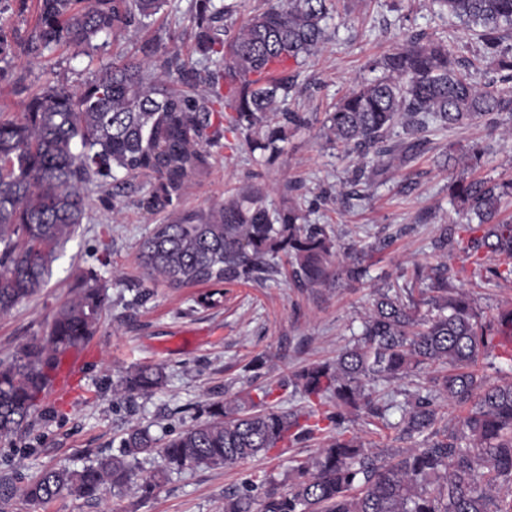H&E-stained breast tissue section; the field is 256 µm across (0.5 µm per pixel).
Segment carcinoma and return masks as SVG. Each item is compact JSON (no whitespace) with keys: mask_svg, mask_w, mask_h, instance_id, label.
<instances>
[{"mask_svg":"<svg viewBox=\"0 0 512 512\" xmlns=\"http://www.w3.org/2000/svg\"><path fill=\"white\" fill-rule=\"evenodd\" d=\"M170 0H38L35 31L9 40L0 29V62L65 45L87 57L102 37L150 26ZM199 0L196 52L185 58L168 42L146 46L142 56L115 58L77 91L48 86L27 103L19 120L0 119V313L36 295L50 274L58 247L85 215L84 190L101 178L115 182L146 175L155 180L145 199L157 209L172 203L190 180L207 171L203 146L226 137L245 138L254 149L278 151L288 128L309 123L305 113L274 105L290 89L284 63L318 52L328 40L335 0H266L237 30L228 21L241 4ZM470 27L505 86H479L463 71L451 46L419 32L375 64L383 76L349 90L327 114L329 143L363 159H407L396 154L390 133L400 124L419 144L429 123L451 128L512 112V54L502 50L512 30V0H433ZM459 208L478 220L458 231L481 261L488 253L510 259L482 267L486 280L512 282V202L507 181L459 179L448 185ZM287 257L300 288L331 275L334 244L325 229L306 223L290 202L275 211L253 187L203 217L184 214L159 224L142 245L149 274L172 288L193 284L232 286L265 282ZM350 281L368 275L357 259L343 266ZM107 289L86 282L76 298L54 313L44 336L0 361V438L28 421L61 359L97 330ZM495 373L512 374V305L484 316L471 297L448 288V270L436 269L426 288L377 293L360 331L333 362L311 363L259 388L258 402L233 400L208 406V420L163 443L169 468L226 467L323 437L322 448L293 468L283 485L270 479L224 496V512H512V380L478 369L479 357ZM414 385L403 405L377 398L380 382ZM165 382L159 367L124 375L119 388L149 395ZM301 395V411L274 404L285 386ZM462 412L458 424L442 423L445 406ZM401 411L397 439L413 447L383 456L347 426L349 416L385 419ZM146 428H132L118 456L80 470L50 469L20 489L28 501L47 504L66 493L96 499L103 486L123 490L138 455L156 447Z\"/></svg>","mask_w":512,"mask_h":512,"instance_id":"obj_1","label":"carcinoma"}]
</instances>
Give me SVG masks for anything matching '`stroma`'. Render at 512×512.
<instances>
[{
    "label": "stroma",
    "mask_w": 512,
    "mask_h": 512,
    "mask_svg": "<svg viewBox=\"0 0 512 512\" xmlns=\"http://www.w3.org/2000/svg\"><path fill=\"white\" fill-rule=\"evenodd\" d=\"M198 22L195 0H171L167 14L148 28L108 40L94 57L66 46L34 59L18 56L0 79V117L20 118L28 100L47 84L83 87L114 57L138 55L145 42L166 39L171 29L182 34V53L193 54ZM329 27L332 34L319 53L288 66L287 104L313 121L292 131L270 163H258L246 147L234 152L208 147L206 174L193 179L171 205L152 211L140 205L151 188L149 177L129 179L119 193L110 184L90 187L83 221L57 249L43 289L0 314V361L43 336L57 308L82 281L105 284L109 300L94 337L77 351L82 368L66 391L44 394L20 431L0 438V483L20 486L51 467L79 469L120 455V441L133 426L149 427L159 441H167L206 420L209 403L249 401L267 382L335 359L376 290L400 281L402 269L413 265L429 272L447 262L449 287L468 293L484 314L512 302V283L484 281L464 244L444 259L433 249L441 225L466 222L450 202V181L470 174L512 177V114L447 129L430 126L408 163L380 172L363 168L353 196L343 187L359 168L358 160L329 145L322 126L326 112L355 83L380 77L374 62L406 34L421 31L448 40L481 85L499 77L483 43L457 18L439 13L432 0H344ZM475 146L483 159L470 172L457 159ZM449 156L455 164H446ZM253 186L264 190L272 206L299 203L309 223L326 227L339 262L359 257L368 277L332 278L300 288L282 272L263 283L228 288L220 306L204 308L196 302L204 285L172 288L141 265V245L155 225L183 213L208 214ZM257 357L265 365L255 371L250 364ZM144 365L163 367L164 386L148 396L119 395L120 376ZM318 446L313 440L229 468L179 471L168 470L155 451L140 455L136 476L124 490L108 488L101 499L89 501L65 494L43 506L13 496L0 499V512H224L225 493L261 476L287 482L293 462L315 456ZM163 470L168 476L160 486L143 491L142 476Z\"/></svg>",
    "instance_id": "obj_1"
}]
</instances>
